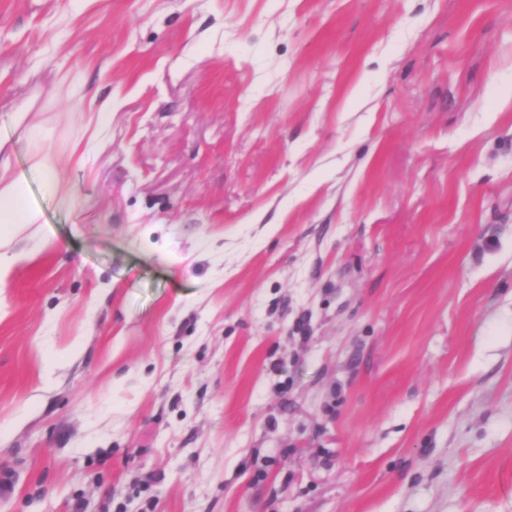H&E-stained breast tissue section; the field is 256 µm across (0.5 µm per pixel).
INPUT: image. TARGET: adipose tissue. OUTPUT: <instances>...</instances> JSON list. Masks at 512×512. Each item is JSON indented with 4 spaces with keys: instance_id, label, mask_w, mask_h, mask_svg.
Listing matches in <instances>:
<instances>
[{
    "instance_id": "1",
    "label": "adipose tissue",
    "mask_w": 512,
    "mask_h": 512,
    "mask_svg": "<svg viewBox=\"0 0 512 512\" xmlns=\"http://www.w3.org/2000/svg\"><path fill=\"white\" fill-rule=\"evenodd\" d=\"M39 220L36 211L26 203L25 186L13 174L8 160L0 159V286L4 285L13 268L26 261V254L13 251L12 238L22 225Z\"/></svg>"
}]
</instances>
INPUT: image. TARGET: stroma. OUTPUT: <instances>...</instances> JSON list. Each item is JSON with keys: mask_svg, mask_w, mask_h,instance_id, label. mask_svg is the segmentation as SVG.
Segmentation results:
<instances>
[{"mask_svg": "<svg viewBox=\"0 0 512 512\" xmlns=\"http://www.w3.org/2000/svg\"><path fill=\"white\" fill-rule=\"evenodd\" d=\"M0 137V512H512V0H0ZM38 220V213L26 203L22 179L13 174L8 159L1 160L0 156V288L13 268L29 259L27 254L12 250L14 234L22 225L36 224Z\"/></svg>", "mask_w": 512, "mask_h": 512, "instance_id": "35a3bbf8", "label": "stroma"}]
</instances>
